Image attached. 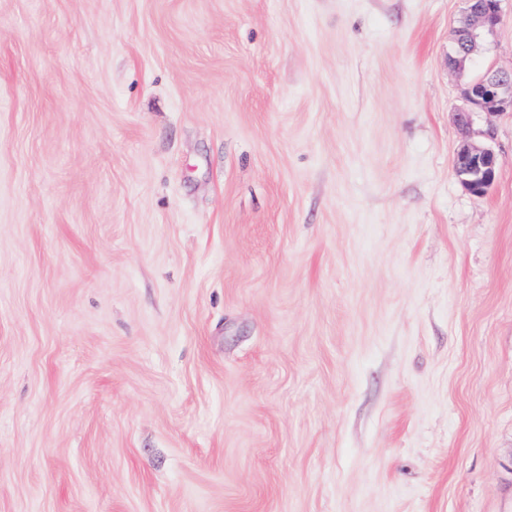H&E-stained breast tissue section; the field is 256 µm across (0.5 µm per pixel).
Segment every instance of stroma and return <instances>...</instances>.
I'll return each mask as SVG.
<instances>
[{
  "label": "stroma",
  "mask_w": 512,
  "mask_h": 512,
  "mask_svg": "<svg viewBox=\"0 0 512 512\" xmlns=\"http://www.w3.org/2000/svg\"><path fill=\"white\" fill-rule=\"evenodd\" d=\"M463 7L0 0V512H512ZM454 171L462 186L472 195L482 196L497 177V158L486 142L466 139L458 148Z\"/></svg>",
  "instance_id": "35a3bbf8"
}]
</instances>
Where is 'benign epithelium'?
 <instances>
[{
  "label": "benign epithelium",
  "mask_w": 512,
  "mask_h": 512,
  "mask_svg": "<svg viewBox=\"0 0 512 512\" xmlns=\"http://www.w3.org/2000/svg\"><path fill=\"white\" fill-rule=\"evenodd\" d=\"M502 0H464L460 25L454 30L448 66L464 70L479 52L477 39L492 35L501 21ZM467 109L455 113L457 125L468 130L475 113L494 114L512 111V68H487L480 78L468 83ZM454 171L462 186L475 196H482L497 177V158L486 142L466 139L458 148Z\"/></svg>",
  "instance_id": "1"
}]
</instances>
